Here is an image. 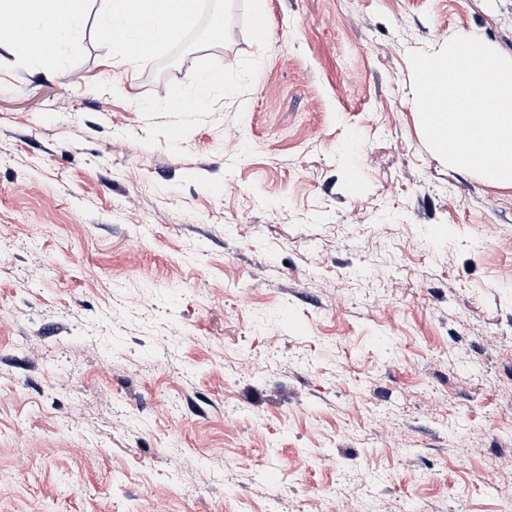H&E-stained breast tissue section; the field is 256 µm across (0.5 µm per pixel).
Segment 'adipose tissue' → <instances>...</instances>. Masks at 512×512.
Instances as JSON below:
<instances>
[{"label": "adipose tissue", "instance_id": "1", "mask_svg": "<svg viewBox=\"0 0 512 512\" xmlns=\"http://www.w3.org/2000/svg\"><path fill=\"white\" fill-rule=\"evenodd\" d=\"M113 22L124 23L121 33L111 25H101L103 37L127 50L128 61L139 65L150 63L167 37L160 31L128 28L137 15L164 19L183 26L193 23L196 0H102ZM88 0H0V13L12 15L16 23L12 31L0 32V45L22 55L39 49L58 54L63 42H74L82 34Z\"/></svg>", "mask_w": 512, "mask_h": 512}]
</instances>
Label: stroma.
Here are the masks:
<instances>
[{
	"label": "stroma",
	"instance_id": "1",
	"mask_svg": "<svg viewBox=\"0 0 512 512\" xmlns=\"http://www.w3.org/2000/svg\"><path fill=\"white\" fill-rule=\"evenodd\" d=\"M204 5L145 67L101 0L0 47V512H500L512 189L429 148L408 53L512 58V0Z\"/></svg>",
	"mask_w": 512,
	"mask_h": 512
}]
</instances>
